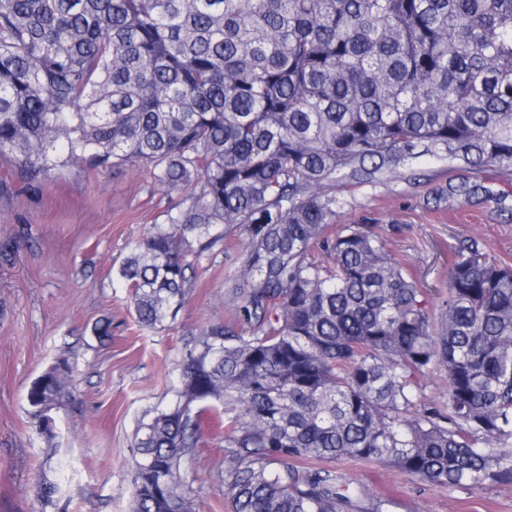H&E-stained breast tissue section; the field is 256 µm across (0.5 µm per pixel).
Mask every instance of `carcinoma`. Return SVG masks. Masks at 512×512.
<instances>
[{"instance_id": "obj_1", "label": "carcinoma", "mask_w": 512, "mask_h": 512, "mask_svg": "<svg viewBox=\"0 0 512 512\" xmlns=\"http://www.w3.org/2000/svg\"><path fill=\"white\" fill-rule=\"evenodd\" d=\"M4 154L30 189L131 163L176 196L117 269L142 327L243 235L234 322L186 343L176 401L136 433L132 512H193L206 414L231 512H360L343 458L512 484V267L462 244L437 320L374 232L327 234L324 192L422 156L512 168V0H0ZM435 370L443 407L421 404ZM73 382L63 359L28 390L32 426Z\"/></svg>"}]
</instances>
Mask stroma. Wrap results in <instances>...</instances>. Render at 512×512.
Masks as SVG:
<instances>
[{"label": "stroma", "mask_w": 512, "mask_h": 512, "mask_svg": "<svg viewBox=\"0 0 512 512\" xmlns=\"http://www.w3.org/2000/svg\"><path fill=\"white\" fill-rule=\"evenodd\" d=\"M15 163L0 157V512H130L131 448L138 428L175 398L185 343L233 318L231 297L243 277L238 246L202 258L174 322L139 326L128 291L114 274L171 204L145 170L65 169L40 187L13 183ZM336 225H366L386 252L427 292L441 315L448 262L474 240L512 265V171L472 173L423 156L373 183H337ZM112 322L111 338L93 335ZM76 377L57 409L55 436L32 428L26 394L58 360ZM205 444L186 464L184 495L194 512H231L224 496V421L203 423ZM365 496L389 512H512V484L479 490L441 487L379 462L340 461ZM58 484L54 506L36 488Z\"/></svg>", "instance_id": "1"}]
</instances>
